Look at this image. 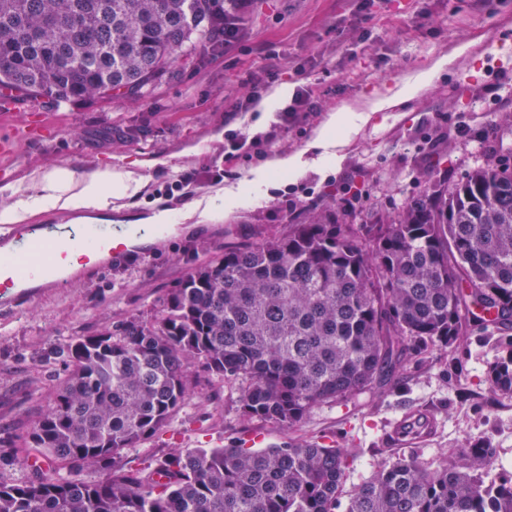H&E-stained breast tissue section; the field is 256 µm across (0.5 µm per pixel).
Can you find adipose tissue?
Returning a JSON list of instances; mask_svg holds the SVG:
<instances>
[{"mask_svg": "<svg viewBox=\"0 0 512 512\" xmlns=\"http://www.w3.org/2000/svg\"><path fill=\"white\" fill-rule=\"evenodd\" d=\"M452 62L449 56L439 58L430 68L409 78L393 95L375 99L373 110H384L412 99ZM141 185V178L122 167L100 166L80 176L59 168L35 180L34 194L1 202L0 224H22L35 211L49 209L77 214L79 222L91 224L95 221V213L111 210L113 201L134 195Z\"/></svg>", "mask_w": 512, "mask_h": 512, "instance_id": "ef3b65f1", "label": "adipose tissue"}]
</instances>
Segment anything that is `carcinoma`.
<instances>
[{"label":"carcinoma","mask_w":512,"mask_h":512,"mask_svg":"<svg viewBox=\"0 0 512 512\" xmlns=\"http://www.w3.org/2000/svg\"><path fill=\"white\" fill-rule=\"evenodd\" d=\"M0 0V89L44 107L138 96L191 64L224 25L213 0ZM483 326L485 379L512 397V168L436 180L384 224L313 215L231 245L170 290L159 318L56 349L67 365L30 447L43 466L0 482V512H336L351 453L319 442L176 449L152 468L123 451L186 403L189 368L245 383L243 415L292 428L429 348ZM485 434L430 467L380 464L344 512H512V472L490 476ZM95 469V482L79 478Z\"/></svg>","instance_id":"obj_1"}]
</instances>
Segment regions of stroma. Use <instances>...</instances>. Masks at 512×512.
<instances>
[{
    "instance_id": "1",
    "label": "stroma",
    "mask_w": 512,
    "mask_h": 512,
    "mask_svg": "<svg viewBox=\"0 0 512 512\" xmlns=\"http://www.w3.org/2000/svg\"><path fill=\"white\" fill-rule=\"evenodd\" d=\"M361 0H254L242 39L208 50L195 64L174 63L172 77L141 96L72 101L50 110L30 102L0 115V140L13 142L0 161V188L27 185L32 173L65 167L80 174L104 163L122 165L144 179L143 188L118 203L110 220L135 224L164 210L176 224L158 243L135 247L95 271L68 277L0 315V481L33 479L37 449L27 444L36 416L51 399L64 362L55 350L75 336H90L127 319L152 322L166 296L196 267L224 254L227 244L284 230L312 209L372 224L421 195L430 179L462 180L486 162L512 166V0H372L361 21ZM444 55L452 66L407 104L366 112L337 146L331 164L316 167L313 147L336 109H364L373 94L394 88ZM276 72L278 83L311 91L317 117L279 132L265 156L244 158L222 182L207 176L223 164L228 135L252 136L276 123L273 112L249 111L225 120V98L237 83ZM297 155L306 168L288 174L269 163ZM196 173L188 195H164V185ZM263 179L260 195L228 205L213 220L192 212L215 191H234ZM324 195L311 207L310 194ZM492 357L479 341L454 356L439 350L409 359L405 371L340 403L314 408L297 426L281 427L242 415V384L197 374L184 407L152 439L126 449L135 469L155 466L175 448L265 446L316 440L355 449L345 490L369 479L386 446L387 424L424 406L439 427L413 453L436 466L450 449L490 433L498 460L512 462V397L492 394L485 366Z\"/></svg>"
}]
</instances>
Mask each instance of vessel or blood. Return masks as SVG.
<instances>
[{"instance_id": "b4317fda", "label": "vessel or blood", "mask_w": 512, "mask_h": 512, "mask_svg": "<svg viewBox=\"0 0 512 512\" xmlns=\"http://www.w3.org/2000/svg\"><path fill=\"white\" fill-rule=\"evenodd\" d=\"M158 231L155 224H142L134 230L125 224L76 228H61L55 224L33 225L30 245L40 251L42 259L35 266L26 264L20 257L8 266L0 263V311L13 312L28 296V289L21 286L22 280L37 276L44 278L76 264L89 268L99 266L102 253L124 254L130 236L151 239ZM437 426L438 422L430 411L414 408L404 412L392 424L389 437L396 445L410 447L430 439Z\"/></svg>"}]
</instances>
